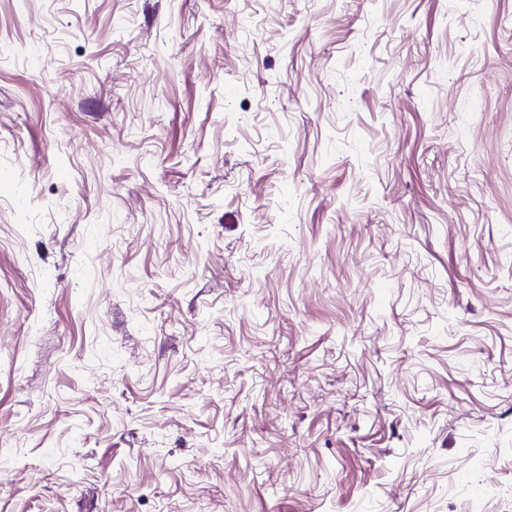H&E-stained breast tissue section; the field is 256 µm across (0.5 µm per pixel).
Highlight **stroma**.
I'll use <instances>...</instances> for the list:
<instances>
[{
  "label": "stroma",
  "mask_w": 512,
  "mask_h": 512,
  "mask_svg": "<svg viewBox=\"0 0 512 512\" xmlns=\"http://www.w3.org/2000/svg\"><path fill=\"white\" fill-rule=\"evenodd\" d=\"M0 512H512V0H0Z\"/></svg>",
  "instance_id": "35a3bbf8"
}]
</instances>
